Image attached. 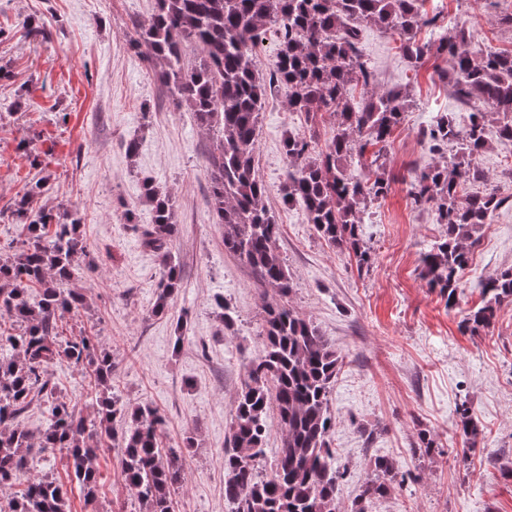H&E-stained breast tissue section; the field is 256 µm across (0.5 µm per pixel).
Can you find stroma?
I'll return each instance as SVG.
<instances>
[{
	"mask_svg": "<svg viewBox=\"0 0 512 512\" xmlns=\"http://www.w3.org/2000/svg\"><path fill=\"white\" fill-rule=\"evenodd\" d=\"M507 0H425L437 19L418 37L464 26L475 52L512 48V29L499 17ZM151 0H0V209L29 183L48 176L50 206L79 209L98 269L75 281L86 306L66 317L67 334L97 336L115 361V392L122 403L150 404L167 419L164 447L193 432L196 446L185 464L175 512H228L224 502V448L242 363L257 350L264 305L274 298L251 271L224 250V229L209 204L207 156L216 137L194 113L176 108L163 92L157 68L132 49L135 22L147 19ZM43 25L50 40L34 41L25 25ZM359 47L378 90H405L411 104L385 154L389 193L367 202L360 229L371 253L358 268L348 254L319 237L303 208L282 199L286 135L309 137L324 149L329 116L289 111L285 90L269 95L260 115L256 167L268 188L266 205L280 227L279 248L293 277L292 304L326 336L343 362L330 394L336 419L332 446L347 471L341 502L359 495L374 457L393 459L403 488L369 506V512H512V303L479 335L459 323L481 302V282L512 268V141L488 124L489 147L475 159L488 187L507 203L480 230L479 243L455 304L428 287L421 275L425 252L447 234L434 208L415 207L409 173L448 161L427 131L449 114L466 124L469 111L453 98L442 74L447 56L415 65L398 35L371 24L360 28ZM28 140L39 166L19 151ZM136 140L135 156L125 144ZM31 153V154H32ZM152 182L173 199L178 230L171 250L182 269L172 314L151 313L162 278L156 254L140 243L152 215L143 197ZM136 213L126 223L127 210ZM223 305H216V298ZM236 318L226 329L222 306ZM184 330H177V318ZM49 371L58 391L84 417L92 415L91 385L67 365ZM468 403L484 426L483 440L460 462L456 409ZM433 435L429 455L415 452L419 430ZM98 497L71 495V512H137L120 477L115 450L99 455Z\"/></svg>",
	"mask_w": 512,
	"mask_h": 512,
	"instance_id": "obj_1",
	"label": "stroma"
}]
</instances>
